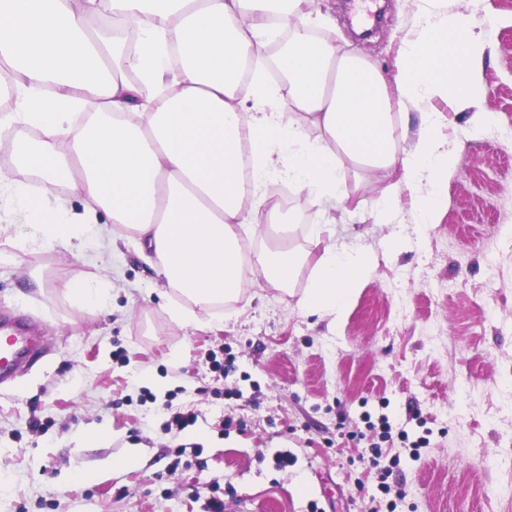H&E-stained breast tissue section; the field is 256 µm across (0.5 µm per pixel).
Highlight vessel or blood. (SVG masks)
<instances>
[{
    "label": "vessel or blood",
    "mask_w": 512,
    "mask_h": 512,
    "mask_svg": "<svg viewBox=\"0 0 512 512\" xmlns=\"http://www.w3.org/2000/svg\"><path fill=\"white\" fill-rule=\"evenodd\" d=\"M43 357L35 337L16 316L0 318V386L33 368Z\"/></svg>",
    "instance_id": "obj_1"
}]
</instances>
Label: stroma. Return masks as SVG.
<instances>
[{"instance_id":"stroma-1","label":"stroma","mask_w":512,"mask_h":512,"mask_svg":"<svg viewBox=\"0 0 512 512\" xmlns=\"http://www.w3.org/2000/svg\"><path fill=\"white\" fill-rule=\"evenodd\" d=\"M491 9L485 98L447 115L459 162L446 207L414 221L401 193L398 221L372 217L392 173L348 176L349 199L323 210L287 181L273 186L279 222L246 230L250 250L304 260L286 288L248 275L237 300L184 326L135 245L113 252L104 224L69 248L39 241L0 259V311L30 314L45 356L0 390V512H384L378 471L404 492L394 512H512V140L475 129L476 113L512 125V0H449ZM330 18L318 34L350 44L387 74L417 0H314ZM330 242L374 256L342 326L298 300ZM494 254L495 269L485 256ZM107 276L108 308L71 304L67 284ZM234 356L220 372L212 358ZM192 409L195 426L171 415ZM406 422L426 445L374 444L366 417ZM184 447L182 456L174 448ZM292 464L277 466L279 452ZM89 474L75 485L74 471Z\"/></svg>"}]
</instances>
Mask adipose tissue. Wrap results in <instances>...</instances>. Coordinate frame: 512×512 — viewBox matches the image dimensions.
I'll list each match as a JSON object with an SVG mask.
<instances>
[{
  "label": "adipose tissue",
  "mask_w": 512,
  "mask_h": 512,
  "mask_svg": "<svg viewBox=\"0 0 512 512\" xmlns=\"http://www.w3.org/2000/svg\"><path fill=\"white\" fill-rule=\"evenodd\" d=\"M310 2L0 0V60L16 98L0 130L33 129L14 140L12 159L43 182L10 187L6 219L20 239L67 247L107 214L157 281L187 299L169 313L190 325L196 310L236 298L247 274L275 287L293 279L300 255L243 258L236 231L264 224L277 176L324 204L347 201L348 173L399 166L405 181L383 188L376 219L394 221L405 189L420 196L417 223H434L458 164L434 103L457 110L484 97L492 13L476 19L421 0L390 79L356 52L315 41ZM93 17L103 21L95 30ZM278 38L285 65L272 81L265 51ZM413 116L409 140L397 128ZM52 185L82 199V211L69 198L46 205ZM371 269L370 254L325 246L301 306L342 323Z\"/></svg>",
  "instance_id": "adipose-tissue-1"
}]
</instances>
